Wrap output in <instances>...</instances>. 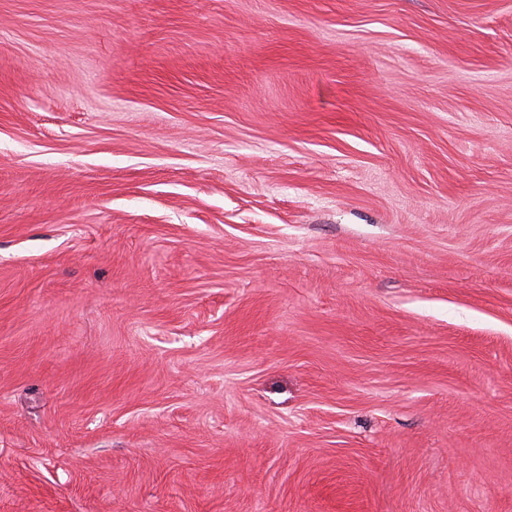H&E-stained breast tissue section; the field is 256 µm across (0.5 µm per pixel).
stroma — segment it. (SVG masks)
Returning a JSON list of instances; mask_svg holds the SVG:
<instances>
[{
    "label": "stroma",
    "instance_id": "obj_1",
    "mask_svg": "<svg viewBox=\"0 0 512 512\" xmlns=\"http://www.w3.org/2000/svg\"><path fill=\"white\" fill-rule=\"evenodd\" d=\"M0 512H512V0H0Z\"/></svg>",
    "mask_w": 512,
    "mask_h": 512
}]
</instances>
